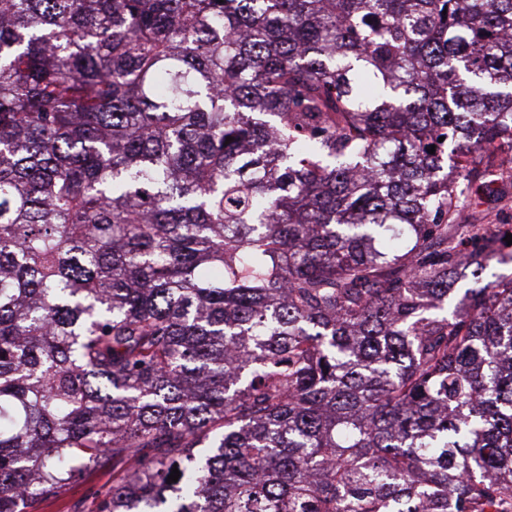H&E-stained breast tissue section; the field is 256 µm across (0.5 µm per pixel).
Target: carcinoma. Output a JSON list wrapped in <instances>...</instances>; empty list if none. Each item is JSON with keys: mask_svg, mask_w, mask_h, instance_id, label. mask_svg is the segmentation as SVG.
Here are the masks:
<instances>
[{"mask_svg": "<svg viewBox=\"0 0 512 512\" xmlns=\"http://www.w3.org/2000/svg\"><path fill=\"white\" fill-rule=\"evenodd\" d=\"M511 188L512 0H0V512H512ZM111 486L112 465L93 472H84L75 477L59 498L42 503L39 512H79L87 507L86 495L90 490L107 489ZM77 504L81 506L79 509L74 507Z\"/></svg>", "mask_w": 512, "mask_h": 512, "instance_id": "cac0c4a2", "label": "carcinoma"}]
</instances>
